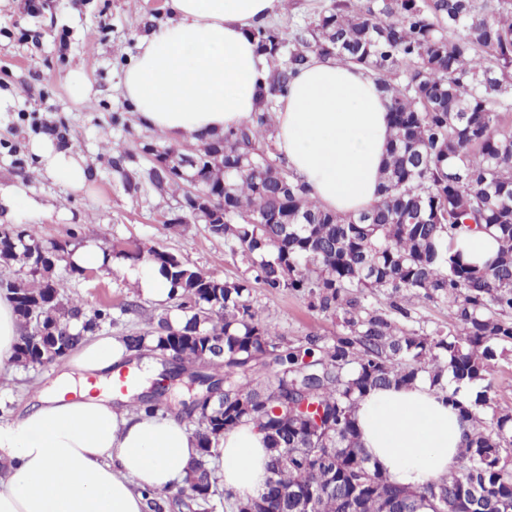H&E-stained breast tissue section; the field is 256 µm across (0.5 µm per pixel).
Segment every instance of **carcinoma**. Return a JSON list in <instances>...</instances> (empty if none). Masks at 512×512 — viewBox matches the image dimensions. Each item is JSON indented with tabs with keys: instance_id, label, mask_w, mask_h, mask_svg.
Masks as SVG:
<instances>
[{
	"instance_id": "1",
	"label": "carcinoma",
	"mask_w": 512,
	"mask_h": 512,
	"mask_svg": "<svg viewBox=\"0 0 512 512\" xmlns=\"http://www.w3.org/2000/svg\"><path fill=\"white\" fill-rule=\"evenodd\" d=\"M336 0L286 41L271 27L253 37L267 58L269 95L253 122L197 147L208 187L224 197V223L207 225L240 258L253 280L217 279L181 256L150 248L123 254L159 267L181 324L167 316L144 333L121 337L127 350L178 353L163 376L191 374L204 395L224 388V403L185 407L197 456L184 479L204 505L219 495L211 460L224 433L252 423L264 434L269 478L247 500L224 496V512H413L452 492H472L512 508V410L483 384L499 346H512V129L499 98L512 94V0ZM369 68L390 103L392 137L378 202L356 216L323 208L311 189L270 157L276 97L308 53ZM149 181L173 197L184 187L156 166ZM498 242L483 268L448 253L462 232ZM0 259L29 268L25 281L1 279L24 333L25 366L57 361L110 317L66 303L67 285L47 275L63 247L41 245L35 228L0 232ZM270 294L293 293L336 319L326 341L282 336L251 299V282ZM416 305L448 309V322L407 328ZM153 346L146 347V341ZM224 344V356L210 352ZM428 375L471 420L464 462L409 489L388 480L362 448L354 411L367 392ZM493 411L487 431L478 417Z\"/></svg>"
}]
</instances>
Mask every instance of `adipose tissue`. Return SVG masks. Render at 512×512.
Here are the masks:
<instances>
[{
	"label": "adipose tissue",
	"instance_id": "adipose-tissue-1",
	"mask_svg": "<svg viewBox=\"0 0 512 512\" xmlns=\"http://www.w3.org/2000/svg\"><path fill=\"white\" fill-rule=\"evenodd\" d=\"M281 0H169L170 23L140 37L122 94L141 124L169 141L207 139L253 119L268 91V66L253 29ZM391 116L369 69L310 55L277 99L274 139L313 198L340 215L378 199ZM46 174L81 189L88 172L51 142L33 147ZM22 327L0 295V376H11ZM128 351L90 340L55 388L38 389L22 417L0 426V512H143L145 491L169 492L196 455L188 427L127 409V395L68 398L77 381L108 380ZM361 443L389 480L415 488L457 469L469 424L428 377L370 391L356 411ZM263 433L243 424L222 438L218 478L237 498L268 477Z\"/></svg>",
	"mask_w": 512,
	"mask_h": 512
}]
</instances>
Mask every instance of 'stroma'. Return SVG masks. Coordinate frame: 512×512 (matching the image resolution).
<instances>
[{"label": "stroma", "instance_id": "1", "mask_svg": "<svg viewBox=\"0 0 512 512\" xmlns=\"http://www.w3.org/2000/svg\"><path fill=\"white\" fill-rule=\"evenodd\" d=\"M333 0H284L268 21L284 37H292L329 8ZM26 0H0V184H22L24 202L0 208V230L37 226L42 242L55 241L75 250L156 248L186 258L218 279L245 276L240 262L225 251L223 239L205 225L174 228L179 201L149 181L153 166L142 148L165 143V136L139 125L122 95L125 67L137 53L139 37L171 19L168 0H39L37 10ZM89 83L81 95L72 77ZM51 138L60 149L75 152L90 171L82 189L71 190L40 168L33 142ZM88 262L81 271L56 263L54 277L68 283V294L84 311L101 304L112 307L111 321L96 337L141 333L159 316L173 312L172 303L140 295L124 270ZM252 296L283 336H335L334 319L311 312L298 296L268 294L253 285ZM135 304L126 312V304ZM58 363L17 366L10 381H0V424L10 421L32 396L37 384H49Z\"/></svg>", "mask_w": 512, "mask_h": 512}]
</instances>
